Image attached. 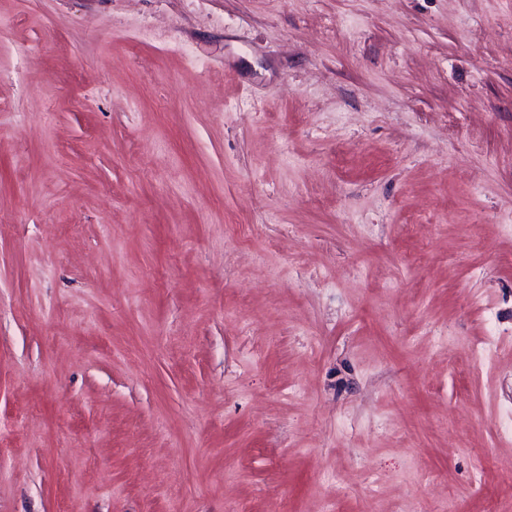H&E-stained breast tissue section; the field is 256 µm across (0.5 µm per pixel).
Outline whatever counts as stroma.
Listing matches in <instances>:
<instances>
[{
    "instance_id": "obj_1",
    "label": "stroma",
    "mask_w": 512,
    "mask_h": 512,
    "mask_svg": "<svg viewBox=\"0 0 512 512\" xmlns=\"http://www.w3.org/2000/svg\"><path fill=\"white\" fill-rule=\"evenodd\" d=\"M512 512V0H0V512Z\"/></svg>"
}]
</instances>
